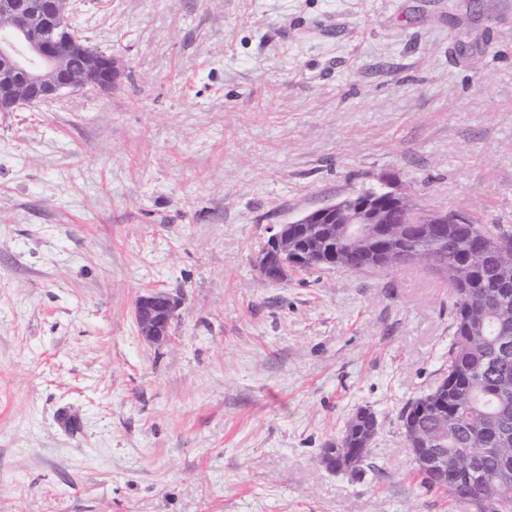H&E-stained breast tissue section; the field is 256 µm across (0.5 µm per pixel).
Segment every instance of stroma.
I'll use <instances>...</instances> for the list:
<instances>
[{"label":"stroma","mask_w":512,"mask_h":512,"mask_svg":"<svg viewBox=\"0 0 512 512\" xmlns=\"http://www.w3.org/2000/svg\"><path fill=\"white\" fill-rule=\"evenodd\" d=\"M112 90L0 112V512H469L400 409L448 367L421 268L262 283L270 226L397 177L512 227V0H69ZM182 300L144 342L136 297ZM380 421L365 471L320 462Z\"/></svg>","instance_id":"obj_1"}]
</instances>
